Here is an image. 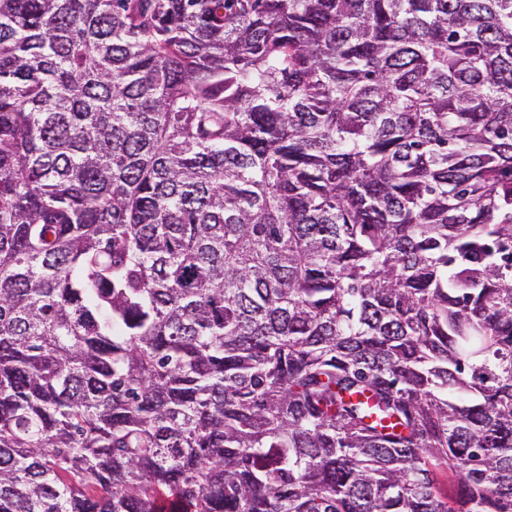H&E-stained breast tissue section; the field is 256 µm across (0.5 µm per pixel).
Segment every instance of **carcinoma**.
Masks as SVG:
<instances>
[{"label":"carcinoma","mask_w":512,"mask_h":512,"mask_svg":"<svg viewBox=\"0 0 512 512\" xmlns=\"http://www.w3.org/2000/svg\"><path fill=\"white\" fill-rule=\"evenodd\" d=\"M0 512H512V0H0Z\"/></svg>","instance_id":"carcinoma-1"}]
</instances>
